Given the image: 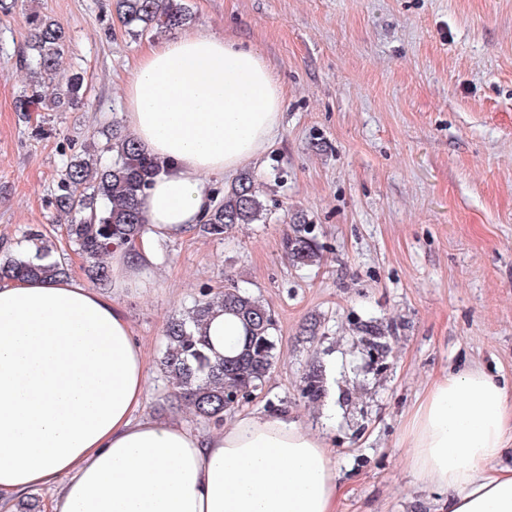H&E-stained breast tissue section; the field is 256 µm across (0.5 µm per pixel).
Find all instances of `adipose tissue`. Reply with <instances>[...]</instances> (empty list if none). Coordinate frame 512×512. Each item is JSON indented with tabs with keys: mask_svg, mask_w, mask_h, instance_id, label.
<instances>
[{
	"mask_svg": "<svg viewBox=\"0 0 512 512\" xmlns=\"http://www.w3.org/2000/svg\"><path fill=\"white\" fill-rule=\"evenodd\" d=\"M284 91L258 51L204 31L148 45L125 87L138 147L163 165L147 230L112 251V293L67 276L0 283V512L50 488L49 512H336L323 441L284 413L198 433L141 414L146 357L116 294L148 287L159 239L212 206L208 178L276 135ZM443 512H512V396L480 370L437 379L404 436Z\"/></svg>",
	"mask_w": 512,
	"mask_h": 512,
	"instance_id": "adipose-tissue-1",
	"label": "adipose tissue"
}]
</instances>
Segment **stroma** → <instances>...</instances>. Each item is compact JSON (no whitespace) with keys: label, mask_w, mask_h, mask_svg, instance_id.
<instances>
[{"label":"stroma","mask_w":512,"mask_h":512,"mask_svg":"<svg viewBox=\"0 0 512 512\" xmlns=\"http://www.w3.org/2000/svg\"><path fill=\"white\" fill-rule=\"evenodd\" d=\"M184 29L128 34L112 0H18L0 13V255L29 229L54 237L50 195L72 154L110 163L127 134L124 84L143 47L204 29L258 51L285 93L272 143L243 172L266 212L215 240L159 244L150 288L119 296L148 362L144 414L206 433L174 407L159 367L164 329L200 288L234 284L277 323V362L237 417L287 412L324 440L337 512H440L414 473L411 415L448 372L480 369L512 391V0H184ZM68 36L61 68L78 106L20 112L26 17ZM304 216L321 259L284 252ZM379 329L383 351L362 326ZM324 392L301 388L311 364Z\"/></svg>","instance_id":"stroma-1"}]
</instances>
